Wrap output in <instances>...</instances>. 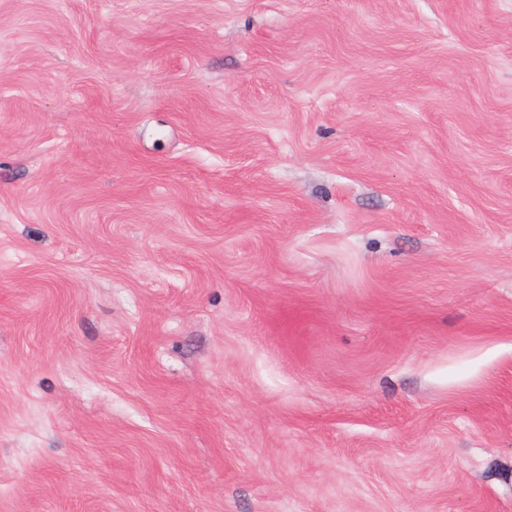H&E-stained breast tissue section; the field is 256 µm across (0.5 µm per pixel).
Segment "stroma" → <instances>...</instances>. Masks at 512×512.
Returning <instances> with one entry per match:
<instances>
[{"mask_svg": "<svg viewBox=\"0 0 512 512\" xmlns=\"http://www.w3.org/2000/svg\"><path fill=\"white\" fill-rule=\"evenodd\" d=\"M0 512H512V0H0Z\"/></svg>", "mask_w": 512, "mask_h": 512, "instance_id": "stroma-1", "label": "stroma"}]
</instances>
